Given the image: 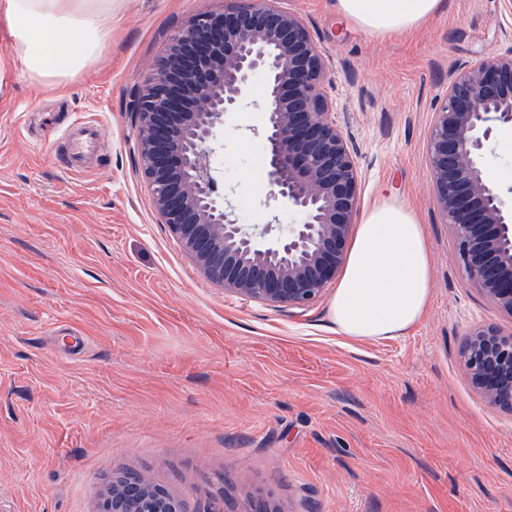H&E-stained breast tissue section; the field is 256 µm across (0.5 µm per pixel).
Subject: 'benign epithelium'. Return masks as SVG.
Instances as JSON below:
<instances>
[{
	"instance_id": "7a95c632",
	"label": "benign epithelium",
	"mask_w": 512,
	"mask_h": 512,
	"mask_svg": "<svg viewBox=\"0 0 512 512\" xmlns=\"http://www.w3.org/2000/svg\"><path fill=\"white\" fill-rule=\"evenodd\" d=\"M265 115L270 197L297 224L232 219L214 174V145L226 117L250 99ZM323 58L301 18L276 0H233L177 29L134 94L141 173L161 223L203 274L225 291L303 308L316 301L347 258L358 207L354 148L336 123ZM512 125V54L485 56L448 84L428 135L434 203L459 262L489 300L512 314V188L487 174L493 123ZM461 353L489 405L512 412V333L481 326ZM101 512H186L143 476L112 482Z\"/></svg>"
}]
</instances>
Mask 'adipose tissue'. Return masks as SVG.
I'll use <instances>...</instances> for the list:
<instances>
[{
  "label": "adipose tissue",
  "mask_w": 512,
  "mask_h": 512,
  "mask_svg": "<svg viewBox=\"0 0 512 512\" xmlns=\"http://www.w3.org/2000/svg\"><path fill=\"white\" fill-rule=\"evenodd\" d=\"M114 0H0V27L30 78L58 89L100 59L112 41ZM442 0H336L340 15L375 36L420 27ZM431 254L417 213L387 200L357 227L329 314L357 340L405 335L430 296Z\"/></svg>",
  "instance_id": "1"
}]
</instances>
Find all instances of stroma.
<instances>
[{"instance_id":"1","label":"stroma","mask_w":512,"mask_h":512,"mask_svg":"<svg viewBox=\"0 0 512 512\" xmlns=\"http://www.w3.org/2000/svg\"><path fill=\"white\" fill-rule=\"evenodd\" d=\"M225 0H122L97 66L61 91L0 32V512H99L134 471L187 512H512V413L467 377L465 334L512 332L473 286L432 194L436 101L466 64L512 53V0H443L419 30L374 38L336 0L302 18L360 174V211L408 202L431 251L423 319L404 336L336 331L328 284L303 308L208 280L159 222L131 104L169 37ZM87 121L88 171L60 161ZM264 115L224 125V188L241 224L296 223L267 201Z\"/></svg>"}]
</instances>
